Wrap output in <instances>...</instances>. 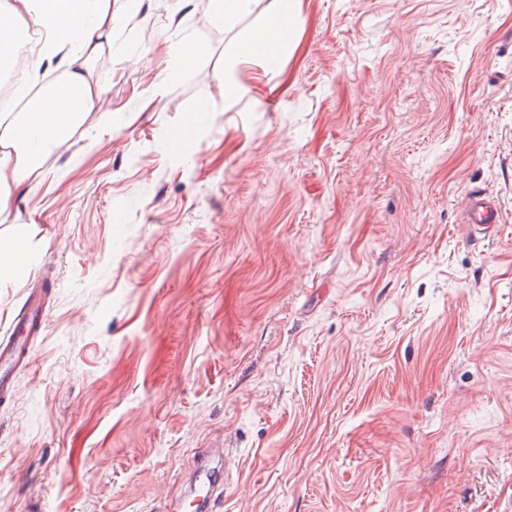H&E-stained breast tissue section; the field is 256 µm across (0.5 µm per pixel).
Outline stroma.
<instances>
[{
	"label": "stroma",
	"mask_w": 512,
	"mask_h": 512,
	"mask_svg": "<svg viewBox=\"0 0 512 512\" xmlns=\"http://www.w3.org/2000/svg\"><path fill=\"white\" fill-rule=\"evenodd\" d=\"M112 8L103 104L13 199L0 336L33 288L48 322L0 512H163L215 445L219 512H512V0H294L238 66L208 0ZM286 7L269 17L258 28L239 33L234 56L239 63H266L279 58L288 49V34L295 25V14ZM170 49L173 68L172 71L159 75L158 86L162 89L172 83L175 73L194 71L200 55V49L194 43L187 40L173 43ZM462 211L469 224L471 241H478V235L488 234L496 224L501 223V210L495 198L483 191H472L461 202Z\"/></svg>",
	"instance_id": "obj_1"
}]
</instances>
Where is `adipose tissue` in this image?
Wrapping results in <instances>:
<instances>
[{"instance_id": "adipose-tissue-1", "label": "adipose tissue", "mask_w": 512, "mask_h": 512, "mask_svg": "<svg viewBox=\"0 0 512 512\" xmlns=\"http://www.w3.org/2000/svg\"><path fill=\"white\" fill-rule=\"evenodd\" d=\"M112 0H0V64L28 60L32 71L53 67L62 77L27 98L21 111L0 107V223L16 227L0 242V281L27 273L32 247L13 213L11 194L39 171L104 91L91 65L112 45ZM295 14L281 10L258 28L241 31L240 63L273 61L288 48Z\"/></svg>"}]
</instances>
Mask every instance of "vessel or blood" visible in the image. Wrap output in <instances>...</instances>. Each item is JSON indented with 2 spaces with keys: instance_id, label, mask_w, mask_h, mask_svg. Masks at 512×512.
I'll return each instance as SVG.
<instances>
[{
  "instance_id": "obj_1",
  "label": "vessel or blood",
  "mask_w": 512,
  "mask_h": 512,
  "mask_svg": "<svg viewBox=\"0 0 512 512\" xmlns=\"http://www.w3.org/2000/svg\"><path fill=\"white\" fill-rule=\"evenodd\" d=\"M461 208L469 225V237L473 240L488 234L502 218L495 198L479 190L467 194ZM45 316L42 292L32 289L10 335L0 337V398L10 396L15 372L29 361L31 341L42 328ZM223 462L224 451L220 448L211 449L204 460L197 462L191 476L195 512H217V505L222 499Z\"/></svg>"
}]
</instances>
